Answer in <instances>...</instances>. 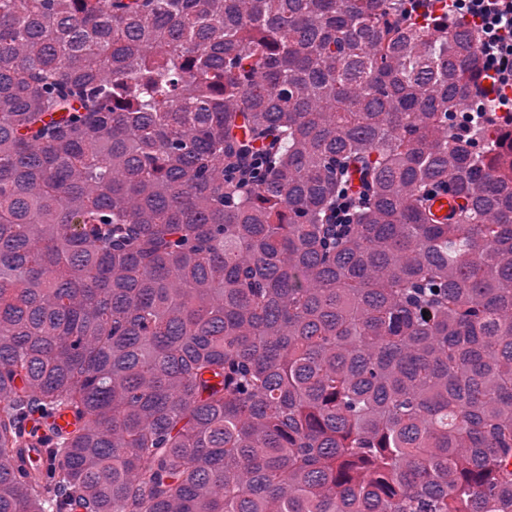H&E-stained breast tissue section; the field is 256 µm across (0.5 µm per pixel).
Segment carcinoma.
<instances>
[{
    "label": "carcinoma",
    "instance_id": "carcinoma-1",
    "mask_svg": "<svg viewBox=\"0 0 512 512\" xmlns=\"http://www.w3.org/2000/svg\"><path fill=\"white\" fill-rule=\"evenodd\" d=\"M405 8L0 0V512H512V126ZM47 426L40 425L36 430L35 435L30 436V446L25 454V460L27 463L44 465L46 454L45 448H43V438L49 434L52 430L55 433L66 434L70 433L75 429L76 422L73 416L68 412H59L54 417L49 418Z\"/></svg>",
    "mask_w": 512,
    "mask_h": 512
}]
</instances>
